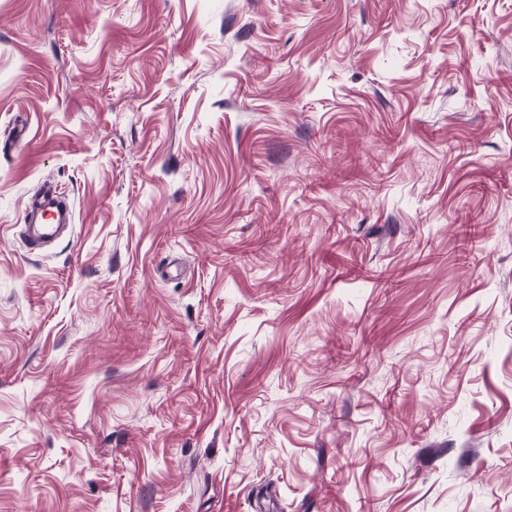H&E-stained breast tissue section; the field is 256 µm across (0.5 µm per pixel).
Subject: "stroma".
I'll return each mask as SVG.
<instances>
[{
  "label": "stroma",
  "mask_w": 512,
  "mask_h": 512,
  "mask_svg": "<svg viewBox=\"0 0 512 512\" xmlns=\"http://www.w3.org/2000/svg\"><path fill=\"white\" fill-rule=\"evenodd\" d=\"M0 512H512V0H0Z\"/></svg>",
  "instance_id": "1"
}]
</instances>
